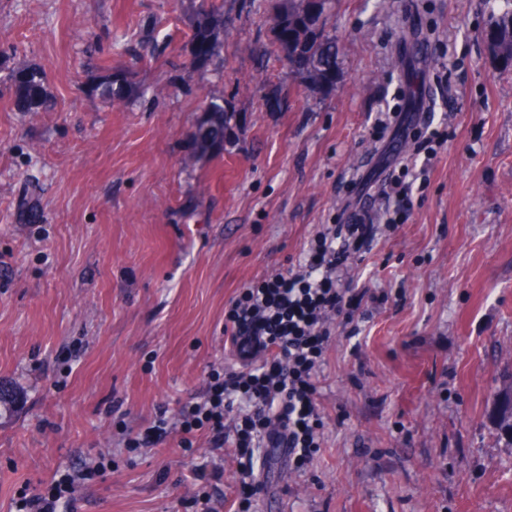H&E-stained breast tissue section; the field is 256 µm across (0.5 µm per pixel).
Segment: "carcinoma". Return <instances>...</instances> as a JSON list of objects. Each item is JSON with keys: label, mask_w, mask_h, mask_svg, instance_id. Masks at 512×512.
I'll return each instance as SVG.
<instances>
[{"label": "carcinoma", "mask_w": 512, "mask_h": 512, "mask_svg": "<svg viewBox=\"0 0 512 512\" xmlns=\"http://www.w3.org/2000/svg\"><path fill=\"white\" fill-rule=\"evenodd\" d=\"M488 12L481 39L489 56L501 67L512 69V0H483ZM331 0H286L276 11L280 25L273 28L275 52L285 61L298 60L296 73H305L311 83L335 84L336 50L325 35L326 10ZM198 59L223 64L219 51L224 42V0H199L193 34ZM13 82L15 94L24 104L36 108L44 102L46 89L42 76L28 71V80ZM103 96L107 103L130 97L125 84L114 86L112 76L102 80ZM202 111L209 113L206 139L224 136V105L214 99L204 101ZM498 425L512 443V388L503 392L498 405Z\"/></svg>", "instance_id": "cac0c4a2"}]
</instances>
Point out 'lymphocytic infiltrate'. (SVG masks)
I'll use <instances>...</instances> for the list:
<instances>
[{"label": "lymphocytic infiltrate", "mask_w": 512, "mask_h": 512, "mask_svg": "<svg viewBox=\"0 0 512 512\" xmlns=\"http://www.w3.org/2000/svg\"><path fill=\"white\" fill-rule=\"evenodd\" d=\"M370 224H336L317 232L296 266L252 279L224 314V333L238 367L211 370L207 387L180 413V432L213 452L232 449L238 504L247 507L260 485V447L283 448L294 469L320 450L325 422L318 384L335 323L353 321L365 290L353 288L350 265L370 249ZM77 480L65 475L44 494L22 497L18 512H57L75 504Z\"/></svg>", "instance_id": "1"}]
</instances>
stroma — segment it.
I'll return each mask as SVG.
<instances>
[{
	"label": "stroma",
	"mask_w": 512,
	"mask_h": 512,
	"mask_svg": "<svg viewBox=\"0 0 512 512\" xmlns=\"http://www.w3.org/2000/svg\"><path fill=\"white\" fill-rule=\"evenodd\" d=\"M278 6L224 0L218 73L192 64L198 0H0V512L83 465L58 512H187L214 452L128 434L236 363L231 299L347 223L351 182L379 226L354 285L385 301L329 346L320 452L297 473L258 449L249 512H512L494 403L512 382V71L480 40L484 9L333 0L336 86L316 89L274 59ZM18 67L42 72L43 108L18 104ZM108 69L143 96L109 107ZM207 97L232 110L203 153ZM422 116L453 131L424 175L406 147ZM397 179L414 185L401 224Z\"/></svg>",
	"instance_id": "stroma-1"
}]
</instances>
